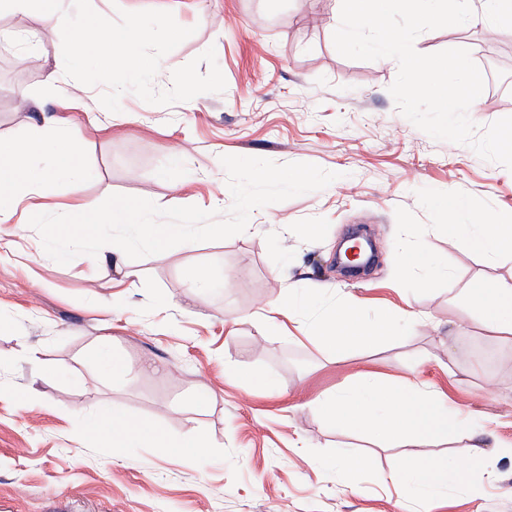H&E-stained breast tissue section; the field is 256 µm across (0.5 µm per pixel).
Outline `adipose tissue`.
Here are the masks:
<instances>
[{"label":"adipose tissue","instance_id":"adipose-tissue-1","mask_svg":"<svg viewBox=\"0 0 512 512\" xmlns=\"http://www.w3.org/2000/svg\"><path fill=\"white\" fill-rule=\"evenodd\" d=\"M52 147V176L79 184L85 174L80 146L75 138H57L52 123H44L35 138L18 142H0V190L24 194L36 185L35 172L28 166L30 155L44 147ZM466 299L481 315L485 325L500 339L512 341V286L480 283L467 289ZM411 310H397L377 323L368 322L359 310L339 304L320 314L312 323L313 337L336 355L357 346L372 345L398 335L413 322ZM314 409L324 419L357 427L374 426L378 433L404 448L399 476L406 488L437 492L453 485L467 489L473 473H481L487 481H495L494 461L499 446L477 443L475 455L455 461L452 469L431 463L413 470L411 459L415 449L427 448L448 433L446 420L439 415L436 393L408 381L378 380L369 372L362 373L352 386L314 402ZM91 430H107L112 443L127 448L143 441L170 447L171 442L157 424L133 421L118 412H102L89 418Z\"/></svg>","mask_w":512,"mask_h":512}]
</instances>
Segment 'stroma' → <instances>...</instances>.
Here are the masks:
<instances>
[{
    "label": "stroma",
    "instance_id": "1",
    "mask_svg": "<svg viewBox=\"0 0 512 512\" xmlns=\"http://www.w3.org/2000/svg\"><path fill=\"white\" fill-rule=\"evenodd\" d=\"M91 5L112 20L165 10L193 28L163 57L156 90L210 48L226 88L169 106L128 92L109 112L103 86L65 74L59 23L0 12V140H25L49 116L81 129L80 204L124 194L226 219V155L312 163L338 178L253 210V232L127 260L134 284L109 310L100 299L114 269L89 272L81 255L54 261L18 204L12 223L0 224V512H512V343L495 339L463 295L481 281L512 285V256L490 259L469 244L480 221L512 223V171L403 117L389 93L397 61L341 56L332 40L341 0ZM471 5L474 19L423 32L414 47L463 48L497 70L502 92L482 91L469 108L484 127L512 116V26L483 18L484 0ZM447 190L464 202L458 213L435 205ZM448 222L461 233L448 237ZM358 226L379 259L369 276L348 280L336 249ZM418 239L429 280L416 286L395 254ZM193 268L208 290L190 288ZM291 292L320 310L352 301L371 320L408 304L422 321L339 359L310 339L311 314L258 317ZM33 347L35 361L26 357ZM115 358L131 369L121 382L109 371ZM235 368L259 382L232 376ZM366 370L415 380L464 411L465 424L449 426L428 454H469V431H485L503 449L497 481L411 500L392 479L398 448L369 428H336L311 406ZM112 409L174 438L204 436L207 461L88 433L85 417ZM347 452L369 460L351 476L354 493L339 487L336 461Z\"/></svg>",
    "mask_w": 512,
    "mask_h": 512
}]
</instances>
